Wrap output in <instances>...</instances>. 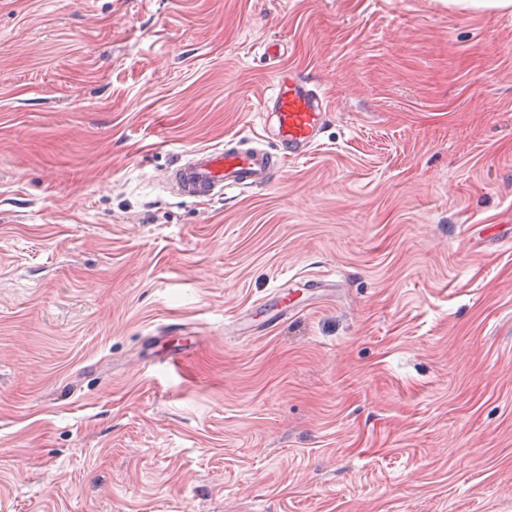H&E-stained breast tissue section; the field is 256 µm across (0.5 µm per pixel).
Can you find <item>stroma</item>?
<instances>
[{"label": "stroma", "instance_id": "obj_1", "mask_svg": "<svg viewBox=\"0 0 512 512\" xmlns=\"http://www.w3.org/2000/svg\"><path fill=\"white\" fill-rule=\"evenodd\" d=\"M0 512H512V12L0 0ZM270 102L279 150L293 159L304 157L318 142L327 113L324 100L296 74L281 70L273 76ZM234 142L231 139L224 146L190 151L181 164L168 171L166 188L191 199L270 187L276 179L278 158L267 150Z\"/></svg>", "mask_w": 512, "mask_h": 512}]
</instances>
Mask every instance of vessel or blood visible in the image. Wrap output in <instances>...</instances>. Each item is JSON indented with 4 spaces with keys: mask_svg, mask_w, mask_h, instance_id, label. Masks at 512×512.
<instances>
[{
    "mask_svg": "<svg viewBox=\"0 0 512 512\" xmlns=\"http://www.w3.org/2000/svg\"><path fill=\"white\" fill-rule=\"evenodd\" d=\"M270 102L280 151L293 159L304 157L316 145L324 124V100L296 74L281 70L273 77ZM277 166L269 151L229 140L218 147L190 151L168 171L166 187L189 199L221 196L229 190L264 189L274 183Z\"/></svg>",
    "mask_w": 512,
    "mask_h": 512,
    "instance_id": "b4317fda",
    "label": "vessel or blood"
}]
</instances>
